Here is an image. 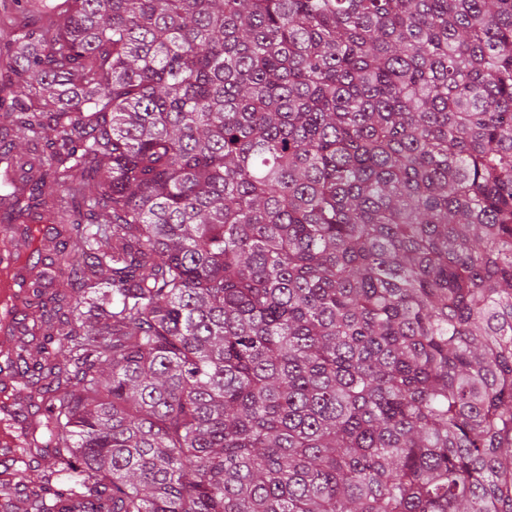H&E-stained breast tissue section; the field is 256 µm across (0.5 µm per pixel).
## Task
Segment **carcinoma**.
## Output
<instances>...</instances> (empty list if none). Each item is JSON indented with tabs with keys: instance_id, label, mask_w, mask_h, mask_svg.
<instances>
[{
	"instance_id": "obj_1",
	"label": "carcinoma",
	"mask_w": 512,
	"mask_h": 512,
	"mask_svg": "<svg viewBox=\"0 0 512 512\" xmlns=\"http://www.w3.org/2000/svg\"><path fill=\"white\" fill-rule=\"evenodd\" d=\"M0 7V512H512V0ZM2 262L0 267V279H1V294H2V301H1V318L2 320H9L14 315V310L12 307V300L15 291L14 287L17 284V274L19 273V269L16 266L17 261L13 256L5 255L2 252ZM2 273V276H1Z\"/></svg>"
}]
</instances>
